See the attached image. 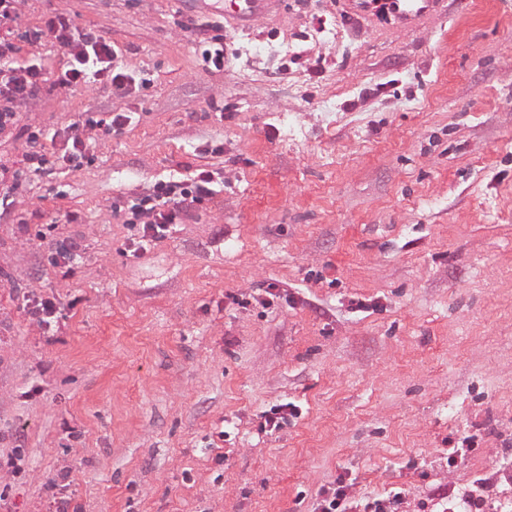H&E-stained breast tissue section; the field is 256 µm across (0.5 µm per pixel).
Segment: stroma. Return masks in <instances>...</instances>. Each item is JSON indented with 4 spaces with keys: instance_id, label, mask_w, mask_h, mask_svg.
Segmentation results:
<instances>
[{
    "instance_id": "35a3bbf8",
    "label": "stroma",
    "mask_w": 512,
    "mask_h": 512,
    "mask_svg": "<svg viewBox=\"0 0 512 512\" xmlns=\"http://www.w3.org/2000/svg\"><path fill=\"white\" fill-rule=\"evenodd\" d=\"M238 2L15 0V62L58 72L67 49L28 34L64 10L132 83L46 92L0 130V512H314L340 477L393 512L512 500V0L409 28ZM203 170L214 195L131 251L115 202ZM210 27L209 25H199L198 43L203 48L204 59L211 60L215 66H218L224 63V37L221 35L209 36L205 31H208Z\"/></svg>"
}]
</instances>
